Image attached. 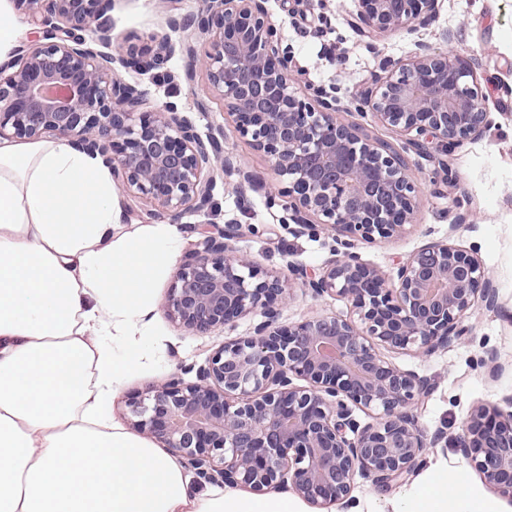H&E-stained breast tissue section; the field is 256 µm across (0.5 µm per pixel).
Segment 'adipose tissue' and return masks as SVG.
Here are the masks:
<instances>
[{"label": "adipose tissue", "mask_w": 512, "mask_h": 512, "mask_svg": "<svg viewBox=\"0 0 512 512\" xmlns=\"http://www.w3.org/2000/svg\"><path fill=\"white\" fill-rule=\"evenodd\" d=\"M175 224L128 229L112 167L69 141L0 140V512H304L283 493L192 489L110 415L154 356ZM392 512H500L433 466Z\"/></svg>", "instance_id": "1"}]
</instances>
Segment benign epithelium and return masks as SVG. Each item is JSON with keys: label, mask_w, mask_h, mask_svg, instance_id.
Masks as SVG:
<instances>
[{"label": "benign epithelium", "mask_w": 512, "mask_h": 512, "mask_svg": "<svg viewBox=\"0 0 512 512\" xmlns=\"http://www.w3.org/2000/svg\"><path fill=\"white\" fill-rule=\"evenodd\" d=\"M42 37L0 65V138L34 141L45 133L100 154L119 189L177 221L212 207L217 178L236 177L244 196L249 163L224 151V128L201 136L186 116L146 109V92L118 67L160 68L175 52L186 79L206 72L234 131L262 152L278 176L269 204L288 200L298 234L319 225L336 233L320 273L288 264V280L315 297L337 296L350 312L279 323L290 292L238 254L239 225L202 230L165 298L166 315L196 336L232 329L260 312L251 331L213 351L187 381L182 368L128 399L131 429L164 443L206 482L257 494L291 486L322 512L349 501L357 478L381 490L415 473L442 435L428 436L418 405L432 383L382 350L427 355L465 342L476 308L495 311L493 277L468 251L430 242L391 271L364 262L357 244L399 237L413 223L423 186L409 160L362 125L340 118L324 87L298 90L299 69L271 22L267 0H202L182 33L129 36L112 47V0H15ZM356 19L379 40L411 33L436 16L439 0H356ZM351 101L360 116L406 136L417 152L444 156L480 137L485 95L467 61L419 44L408 59L387 58L372 86ZM372 421L360 423L353 409ZM484 482L512 500V411L476 405L457 442Z\"/></svg>", "instance_id": "1"}]
</instances>
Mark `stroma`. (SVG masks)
<instances>
[{
    "instance_id": "obj_1",
    "label": "stroma",
    "mask_w": 512,
    "mask_h": 512,
    "mask_svg": "<svg viewBox=\"0 0 512 512\" xmlns=\"http://www.w3.org/2000/svg\"><path fill=\"white\" fill-rule=\"evenodd\" d=\"M198 7L199 0H112L109 17L114 33L131 32L145 41L165 30L168 17L185 16ZM267 7L283 48L303 71V81L335 88L341 118L362 123L372 138L406 150L411 171L424 186L414 225L401 237L359 245L362 259L388 270L427 243L447 241L473 252L494 278L501 308L481 309L470 316L473 330L468 342L424 356H391L398 366L430 378L434 385L418 411V420L427 433L440 431L444 438L428 449L426 461L447 466L449 473L476 492L490 495V488L464 459L456 441L473 404L498 405L512 395V0H439V12L428 26L377 41L357 29L355 0H268ZM419 43L433 48L453 44L468 59L486 94L491 124L483 136L449 155L448 165L457 179L448 184L432 180L436 153L407 149L404 136L360 117L350 98L354 86L369 82L378 73L382 59L405 57ZM184 67V58L177 54L162 68L146 73L125 69L121 75L147 91L150 106L175 108L200 133L229 125L205 72L197 71L189 82ZM183 222L218 228L240 225L237 248L280 276L287 275L291 262L321 271L335 246L330 230L296 234L286 201L272 206L263 192L251 190L242 198L222 184L215 190L210 210L185 216ZM347 310L344 300L328 295L315 298L296 287L280 321L288 324L316 313ZM257 321L251 315L238 320L235 329L218 328L195 336L165 313H158L153 342L164 353L152 363L129 367L125 385L112 402L115 419L128 423L129 397L164 381L178 368H199L214 349L246 334ZM490 352L505 367L496 378L482 364Z\"/></svg>"
}]
</instances>
